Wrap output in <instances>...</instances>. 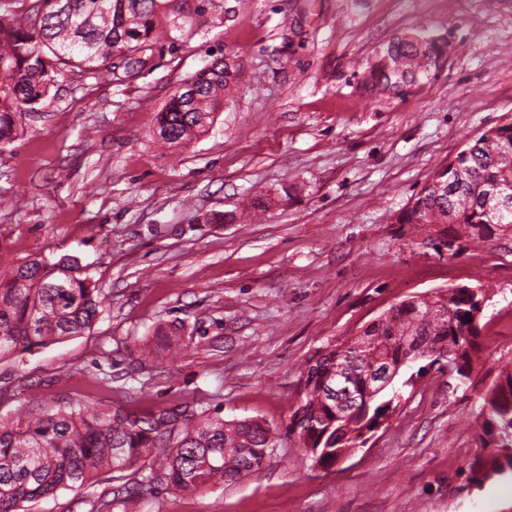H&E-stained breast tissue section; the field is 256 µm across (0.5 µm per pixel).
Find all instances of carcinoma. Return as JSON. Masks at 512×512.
Here are the masks:
<instances>
[{"label":"carcinoma","instance_id":"cac0c4a2","mask_svg":"<svg viewBox=\"0 0 512 512\" xmlns=\"http://www.w3.org/2000/svg\"><path fill=\"white\" fill-rule=\"evenodd\" d=\"M164 0H33L18 12L0 4V151L15 141L20 120L45 100L69 65L95 80L112 74V56L134 73L147 63L162 25ZM436 43L404 34L388 48L372 73L374 84L389 89L413 81L437 56ZM237 71L223 59L190 78L193 89L173 91L158 126L163 142L189 144L213 123L218 94L233 85ZM512 189V124L483 133L448 163L437 168L397 217L399 224L434 225L433 248L453 242L455 257L463 243L512 240V212L501 216L490 195ZM106 295L79 259L34 255L0 275V360L18 350L46 346L91 330ZM471 289L451 288L444 296L413 295L368 324L359 335L318 351L300 372L296 409L286 435L304 458L324 469L335 463L336 449L350 445L385 415L409 377L368 403L367 415L336 424L327 383L334 381L341 358L354 363L351 385L365 391L371 363L397 364L449 358L455 379H472L481 365V330L472 320ZM412 340L413 352L402 342ZM479 452L469 463L474 483L498 476L512 479V370L498 375L480 396L476 415ZM278 437L257 420L226 421L189 404L144 413L120 408L90 410L75 397L51 405L34 393L10 418L0 416V512H29L26 504L60 490L81 491L102 470L123 483L82 500L86 512H135L134 506L158 486L180 492L234 483L259 469L275 450Z\"/></svg>","mask_w":512,"mask_h":512}]
</instances>
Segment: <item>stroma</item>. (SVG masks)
<instances>
[{
	"instance_id": "35a3bbf8",
	"label": "stroma",
	"mask_w": 512,
	"mask_h": 512,
	"mask_svg": "<svg viewBox=\"0 0 512 512\" xmlns=\"http://www.w3.org/2000/svg\"><path fill=\"white\" fill-rule=\"evenodd\" d=\"M183 32L98 83L68 68L0 152V251L78 256L109 300L90 332L0 362L20 395L148 411L198 402L281 430L298 369L416 294L482 289L485 362L427 369L355 456L311 469L288 438L239 482L161 488L138 512H512L473 487L479 396L512 367V243L439 258L397 214L435 168L512 120V0H171ZM442 56L380 93L397 36ZM236 87L189 145L161 141L176 85L214 58ZM266 196L259 217L244 201ZM223 221H213V214Z\"/></svg>"
}]
</instances>
